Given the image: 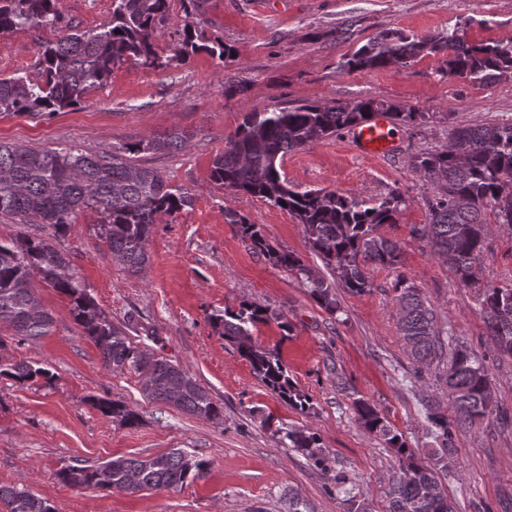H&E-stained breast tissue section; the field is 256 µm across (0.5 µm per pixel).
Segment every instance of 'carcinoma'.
<instances>
[{
    "mask_svg": "<svg viewBox=\"0 0 512 512\" xmlns=\"http://www.w3.org/2000/svg\"><path fill=\"white\" fill-rule=\"evenodd\" d=\"M168 11L169 0H113L107 25L91 31L75 29L42 45L36 78H0V114L59 112L79 105L91 90L106 84L115 68L127 62L154 64V36ZM58 22L55 0H0V33ZM183 32L173 55L177 62L187 61L199 49L190 24L184 25ZM425 56L437 58L448 76L471 82L489 83L512 76V41L471 43L457 28L430 39L382 30L343 55L339 68L345 72L380 70L407 66ZM374 112H385L403 125L425 116L413 107L373 98L346 105L311 102L272 112H248L226 139L224 152L213 161L211 178L217 186L281 207L303 226L310 248L330 276L317 274L295 253L272 246L262 228L245 216L231 209L224 211L225 219L238 225L251 249L300 280L310 298L331 316L340 312L336 288L361 296L372 288L371 268L395 269L401 264L399 244L381 235L379 229L396 223L404 197L397 189L379 202L323 189L302 190L282 177L280 162L289 151L361 124ZM188 141V133L173 132L98 153L74 148L33 150L0 143V214H9L21 224L52 229L48 237L27 234L0 241V322L23 340L51 332L54 318L32 285L31 276L37 274L69 300L73 321L93 342L105 368L138 374L142 395L150 402L214 419L221 415V407L207 388L169 359L146 353L133 341L130 328L114 324L88 295L70 260L57 246V239L67 233L78 212L94 210L100 215V237L112 260L124 271L140 274L149 262L147 247L160 216L181 211L191 198L171 186L157 169L131 163L129 155L179 150ZM413 165L438 187L430 201L428 224L419 232L459 282L472 286L473 263L492 225L512 230V123L456 127L449 133L448 147L421 154ZM395 291L400 307L398 333L422 369L442 354L435 312L421 290L406 278H398ZM477 302L490 336L502 352L512 355V287L487 285ZM271 321L282 332L289 331L284 314L243 302L238 309L227 308L214 317L212 325L267 389L305 413L310 409L309 396L296 387L277 350L262 346L253 336V329ZM47 375V369L30 361L0 362L1 377L28 381ZM444 379L455 422L440 413L428 415L441 440L431 466L418 460L403 435L374 406L363 400L354 402L358 422L384 437L396 452L399 475L388 487V512H457L437 476V471L448 468L453 424L473 425L493 409L488 369L469 349L455 348ZM98 408L125 427L141 424V414L122 401H104ZM283 440L285 447L328 470L318 433L292 428L283 432ZM209 468L208 460L174 448L145 459L118 456L96 465H69L57 478L68 486L136 495L202 479ZM331 484L344 495L348 512H367L360 489L345 475H332ZM0 505L5 512H57L49 500L22 483L0 484Z\"/></svg>",
    "mask_w": 512,
    "mask_h": 512,
    "instance_id": "carcinoma-1",
    "label": "carcinoma"
}]
</instances>
